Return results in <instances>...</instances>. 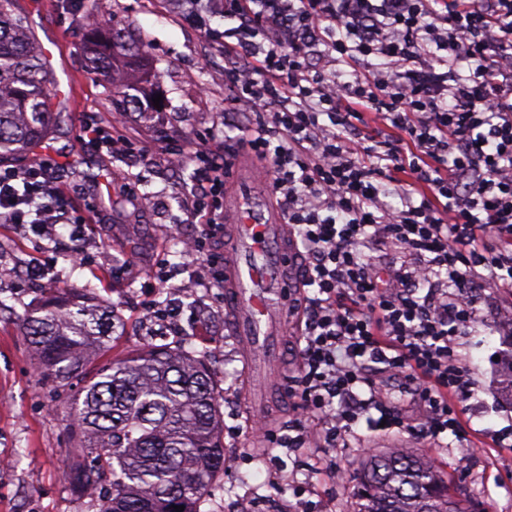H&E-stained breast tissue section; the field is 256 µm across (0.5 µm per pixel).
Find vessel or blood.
<instances>
[{"mask_svg": "<svg viewBox=\"0 0 512 512\" xmlns=\"http://www.w3.org/2000/svg\"><path fill=\"white\" fill-rule=\"evenodd\" d=\"M263 165L238 156L224 198V305L229 325L258 380L249 398L255 418L272 406L275 394L262 373L282 367L288 325L300 283L297 251L282 214L266 204L259 188Z\"/></svg>", "mask_w": 512, "mask_h": 512, "instance_id": "1", "label": "vessel or blood"}]
</instances>
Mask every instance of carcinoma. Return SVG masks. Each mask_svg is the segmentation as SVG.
I'll use <instances>...</instances> for the list:
<instances>
[{"instance_id": "carcinoma-1", "label": "carcinoma", "mask_w": 512, "mask_h": 512, "mask_svg": "<svg viewBox=\"0 0 512 512\" xmlns=\"http://www.w3.org/2000/svg\"><path fill=\"white\" fill-rule=\"evenodd\" d=\"M0 0V159L28 152L55 125L56 81L33 43L26 18ZM128 42L108 34L88 73L106 79L126 65ZM86 293L50 295L20 318L45 383H76L68 407L73 447L63 459L71 489L92 512H199L224 472V414L205 356L187 346L152 345L101 367L118 324ZM351 512H466L463 500L426 458L368 457L356 478Z\"/></svg>"}]
</instances>
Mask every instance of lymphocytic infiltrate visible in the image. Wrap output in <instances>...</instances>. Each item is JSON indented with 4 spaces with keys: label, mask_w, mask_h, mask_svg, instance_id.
<instances>
[{
    "label": "lymphocytic infiltrate",
    "mask_w": 512,
    "mask_h": 512,
    "mask_svg": "<svg viewBox=\"0 0 512 512\" xmlns=\"http://www.w3.org/2000/svg\"><path fill=\"white\" fill-rule=\"evenodd\" d=\"M222 53L231 116L258 118L248 147L300 242L303 317L287 393L303 418L285 450L323 435L346 445L359 419L428 444L464 439L471 396L455 340L485 292L512 289V0H167ZM230 28L213 27V19ZM192 167L184 223L201 230V286L224 285L225 152L172 154ZM59 162L0 173V223H67ZM394 257L380 265L378 249ZM404 380L420 419L390 404L368 370Z\"/></svg>",
    "instance_id": "obj_1"
}]
</instances>
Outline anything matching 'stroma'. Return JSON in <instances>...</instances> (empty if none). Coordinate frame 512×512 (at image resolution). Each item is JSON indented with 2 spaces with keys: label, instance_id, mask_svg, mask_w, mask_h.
I'll return each instance as SVG.
<instances>
[{
  "label": "stroma",
  "instance_id": "35a3bbf8",
  "mask_svg": "<svg viewBox=\"0 0 512 512\" xmlns=\"http://www.w3.org/2000/svg\"><path fill=\"white\" fill-rule=\"evenodd\" d=\"M14 9L50 57L48 67L60 84L53 109L61 117L41 147L0 166L22 170L46 155L70 160L58 178L68 211L85 220L86 251L78 265L63 246L49 247L30 227L0 224V512H80L62 476L71 445L67 407L74 390L39 381L17 316L45 289H92L119 318L112 350L117 357L151 344L145 306L165 301L168 284L183 289V329L177 339L206 352L215 370L224 449L236 456L235 467L223 477L225 504L271 495L291 512L296 491L306 488L323 512H349L352 488L336 483L328 466L357 474L362 462L357 448L366 443L381 452L409 448L428 455L451 492L479 512H512V395L499 383L500 372L512 361V336L494 330L496 307L512 298L492 294L480 305L481 320L458 339L473 387L472 397L460 406L465 441L445 436L431 448L413 434L378 433L362 422L343 448L314 444L284 456L279 448L253 443L241 434L252 381L230 332L221 292L189 283L185 270L181 239L197 233L196 225L182 221L192 168L171 166L162 156L150 162L136 152L114 156L88 143L83 132L86 124L104 125L118 109L111 82L87 73L88 23L121 31L147 47L146 59L135 69L144 78V93L160 97V106L146 111L129 105L122 129L145 145L159 142L176 150L227 136L242 141L243 132L224 123L230 92L221 75L223 59H204L202 33L171 20L158 0H87L82 8L70 0H14ZM34 261L46 269L45 278L27 279L26 268ZM464 453L471 462L462 470L457 460ZM278 456L283 472L273 484L268 474Z\"/></svg>",
  "mask_w": 512,
  "mask_h": 512
}]
</instances>
